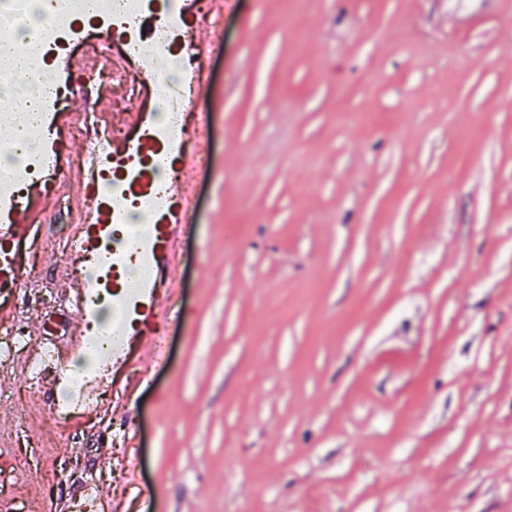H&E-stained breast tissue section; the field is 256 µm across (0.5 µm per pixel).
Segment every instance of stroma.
Instances as JSON below:
<instances>
[{
    "mask_svg": "<svg viewBox=\"0 0 512 512\" xmlns=\"http://www.w3.org/2000/svg\"><path fill=\"white\" fill-rule=\"evenodd\" d=\"M194 29L210 151L160 359L71 426L0 362V421L29 402L0 507L89 471L104 512H512V0H228ZM36 221L40 273L70 266ZM40 449L78 471L19 475Z\"/></svg>",
    "mask_w": 512,
    "mask_h": 512,
    "instance_id": "1",
    "label": "stroma"
}]
</instances>
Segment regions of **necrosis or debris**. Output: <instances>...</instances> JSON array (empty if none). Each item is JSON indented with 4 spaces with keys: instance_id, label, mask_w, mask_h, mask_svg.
Listing matches in <instances>:
<instances>
[{
    "instance_id": "obj_1",
    "label": "necrosis or debris",
    "mask_w": 512,
    "mask_h": 512,
    "mask_svg": "<svg viewBox=\"0 0 512 512\" xmlns=\"http://www.w3.org/2000/svg\"><path fill=\"white\" fill-rule=\"evenodd\" d=\"M65 18L61 21L37 24L33 21V0H0V92L11 94L19 80L3 55V48L24 42L32 68L45 69L48 63L70 48H77L83 55L96 59L93 70L83 73L78 85L62 83L49 89V104L59 107L73 95H81L88 103L84 111L75 113L67 125L69 137L85 143L83 153L58 161L54 149L48 148L43 137V127L33 129L31 136L36 145L25 161L8 169H0V215L9 214L25 196L30 180L41 179L51 193L55 209L61 214H71L72 205L65 188L64 170L79 168L90 155L103 156L104 162L98 176V185L92 197L110 226V244L101 246L98 253L87 256L80 263V273L95 279L96 286L89 290L85 302L91 316L83 331L81 352L68 358L58 343L46 337L38 340L39 353L30 363L28 372L32 384H41L46 373L75 362L76 368L65 377L68 390L66 400L59 403L55 415L68 419L91 414L100 395L97 382L112 368V356L123 346L129 329L128 319L105 322V313L114 311L121 299L130 298L140 284L151 278L153 271L141 255L138 236L129 230L131 223H152L155 215L168 207V183L175 173L169 164L168 152L176 146L183 134V116L188 106L162 95L158 114L151 128V147L139 153L135 160L106 157L108 141L120 137L122 129L106 123L95 107L110 86L116 85L123 92H131L139 73L123 75L112 71V44L120 42L126 49L138 45V25L144 14H153L158 24L153 32V49L150 64L166 69L172 78H180L187 69L197 67L199 59L194 51L183 45L177 31L185 21L178 0H112L102 5L90 26L71 20L69 13L75 0H57ZM151 170L154 185L150 195L137 192L130 184V167ZM120 251L123 263L120 269L123 286L112 289V253Z\"/></svg>"
}]
</instances>
